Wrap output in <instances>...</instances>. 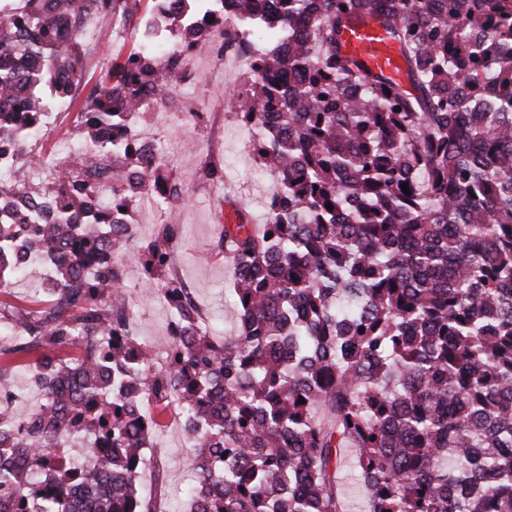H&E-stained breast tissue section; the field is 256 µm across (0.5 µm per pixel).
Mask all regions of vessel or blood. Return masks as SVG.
<instances>
[{
  "label": "vessel or blood",
  "instance_id": "b4317fda",
  "mask_svg": "<svg viewBox=\"0 0 512 512\" xmlns=\"http://www.w3.org/2000/svg\"><path fill=\"white\" fill-rule=\"evenodd\" d=\"M344 51L364 69L400 80L401 57L397 48L388 43L382 28L374 22L355 24L342 36Z\"/></svg>",
  "mask_w": 512,
  "mask_h": 512
}]
</instances>
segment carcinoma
<instances>
[{"mask_svg":"<svg viewBox=\"0 0 512 512\" xmlns=\"http://www.w3.org/2000/svg\"><path fill=\"white\" fill-rule=\"evenodd\" d=\"M142 2L0 0V288L43 264L51 297L0 311L7 353L38 355L43 391L0 427V512H155L141 474L151 413L171 406L191 512H342L344 448L367 512H512V0H240L253 42L230 36L217 54L248 55L260 76L225 104L278 186L264 223L241 208L224 225L230 334L210 335L165 276L179 225L143 241L172 313L161 358L112 255L135 236L134 201L171 208L184 189L168 154L129 135L172 98L217 0L173 4L167 70L143 42L112 61L77 112V165L30 182L46 164L31 142L83 84L84 30L154 16ZM366 20L399 44L411 91L342 52V29ZM65 439L85 450L76 479L52 453Z\"/></svg>","mask_w":512,"mask_h":512,"instance_id":"1","label":"carcinoma"}]
</instances>
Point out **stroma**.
Masks as SVG:
<instances>
[{
    "mask_svg": "<svg viewBox=\"0 0 512 512\" xmlns=\"http://www.w3.org/2000/svg\"><path fill=\"white\" fill-rule=\"evenodd\" d=\"M138 41L132 24L107 37L101 36L98 27L87 30L82 37L87 81L96 82L114 57L128 53ZM198 68L201 80L181 86L174 96L179 111L161 108L149 116L140 114L134 124L140 130L165 122L158 142L170 156L171 175L183 185L185 200L157 211L152 220L144 217L139 206H132L130 220L141 237L149 235L158 223L179 225L181 260L175 274L190 286L214 334L221 336L233 332L238 322L230 297L231 267L218 245L225 218L241 205L254 222L263 223L275 182L248 158L250 133L224 107L228 90L243 80L245 66L238 63L236 56L228 55L220 61L207 52L200 58ZM74 118L71 111L54 113L33 144L35 152L57 162L76 164L79 150L70 136ZM215 158L224 164V181L220 184L202 180L200 175L203 162ZM115 257L125 269V288L140 341L162 343L167 338L168 309L149 295L155 284L141 271L136 243L118 249ZM34 361L31 355L23 361L0 357V399L8 398L13 414L19 417L32 412L42 398L32 378L30 365ZM150 453L159 470L146 472L143 485L161 484L167 494L166 512H187L185 491L191 475L185 461L190 448L177 422H165L155 433ZM338 490L343 512H363L365 491L350 448L345 449L338 470Z\"/></svg>",
    "mask_w": 512,
    "mask_h": 512,
    "instance_id": "35a3bbf8",
    "label": "stroma"
}]
</instances>
